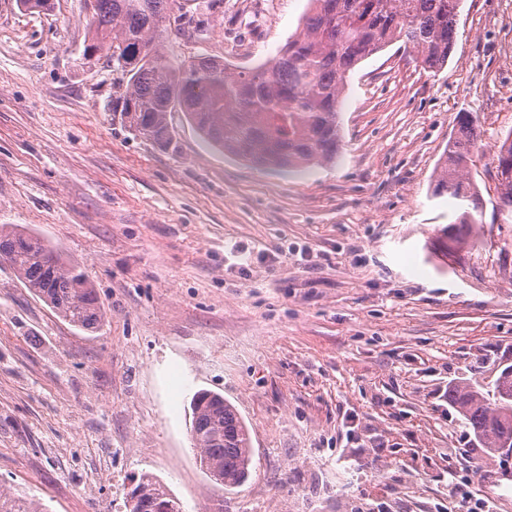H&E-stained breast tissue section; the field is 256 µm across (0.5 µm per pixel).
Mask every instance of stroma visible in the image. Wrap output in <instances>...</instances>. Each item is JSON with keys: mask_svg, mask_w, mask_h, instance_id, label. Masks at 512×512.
Wrapping results in <instances>:
<instances>
[{"mask_svg": "<svg viewBox=\"0 0 512 512\" xmlns=\"http://www.w3.org/2000/svg\"><path fill=\"white\" fill-rule=\"evenodd\" d=\"M308 0H170L199 27L172 59L247 70L300 30ZM85 0H0V224L76 263L105 310L90 333L0 263V485L48 512H126L146 473L182 512H512V459L448 404L512 363V217L495 152L512 132V0H462L441 70L394 43L351 73L335 163L287 174L210 148L183 113L161 147L112 112L125 87L86 55ZM483 199L465 241L431 195L462 114ZM201 390L254 451L227 493L190 441Z\"/></svg>", "mask_w": 512, "mask_h": 512, "instance_id": "1", "label": "stroma"}]
</instances>
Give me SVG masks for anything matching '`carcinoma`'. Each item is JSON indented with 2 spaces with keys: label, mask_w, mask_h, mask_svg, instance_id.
<instances>
[{
  "label": "carcinoma",
  "mask_w": 512,
  "mask_h": 512,
  "mask_svg": "<svg viewBox=\"0 0 512 512\" xmlns=\"http://www.w3.org/2000/svg\"><path fill=\"white\" fill-rule=\"evenodd\" d=\"M92 43L112 70L127 79L112 101L126 126L166 146L168 117L180 111L203 138L224 153L258 166L296 171L331 163L339 153L341 95L351 71L393 41L414 49L421 63L440 70L454 43L461 0H309L300 33L278 55L249 71H233L217 56L200 54L176 62L154 45L169 0H94ZM460 135L448 141L433 196L468 202L451 222L464 232L479 223V190L466 181L479 129L467 113ZM497 194L512 210V134L496 154ZM0 262L8 264L36 297L72 326L93 332L105 312L80 267L64 261L37 236L0 225ZM512 374L500 375L483 390L470 383L448 385V405L487 450L512 442ZM191 441L211 481L243 485L250 474L249 430L224 397L197 392L191 402ZM127 512H181L167 487L144 475L131 478ZM0 512H43L34 500L0 486Z\"/></svg>",
  "instance_id": "1"
}]
</instances>
